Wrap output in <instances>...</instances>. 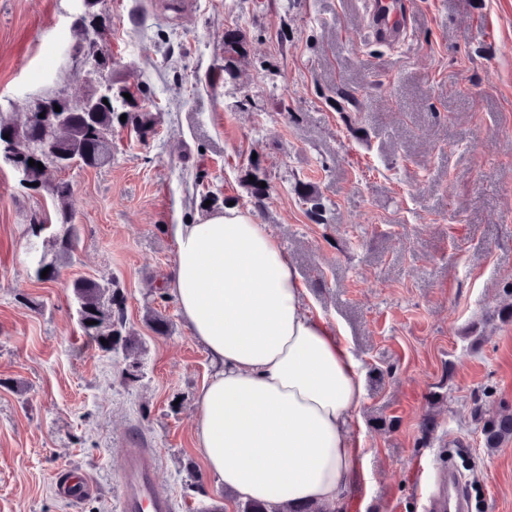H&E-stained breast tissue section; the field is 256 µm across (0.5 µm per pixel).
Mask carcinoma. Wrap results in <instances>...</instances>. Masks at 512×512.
Returning a JSON list of instances; mask_svg holds the SVG:
<instances>
[{
  "label": "carcinoma",
  "mask_w": 512,
  "mask_h": 512,
  "mask_svg": "<svg viewBox=\"0 0 512 512\" xmlns=\"http://www.w3.org/2000/svg\"><path fill=\"white\" fill-rule=\"evenodd\" d=\"M102 20L97 13L89 11L74 22L75 33L79 40L89 41L98 34ZM100 93L89 91L88 97L79 106H71L61 99H51L45 105L63 107L61 112H53L40 121L32 120L29 112L23 113L20 123L0 113V135L16 137L23 145L25 154L18 160L25 165L27 182L43 183L45 171L38 166L29 165V160L45 162L46 155L38 147L49 148V156L70 164L101 168L112 161V133L115 126L122 124L120 114L113 103L99 105ZM50 194L57 205L60 232L42 240L51 258H43L36 272L48 270L46 279L50 280L59 273L61 265L71 256L79 238L78 228L69 221L71 199L70 184L61 179L50 185ZM307 213L318 224L325 221V208L315 195H308ZM73 295L79 309L80 323L86 336L97 346L110 351L117 346L129 351L137 340L125 334L126 320L124 297L112 284L84 279L73 283ZM108 344H102V340ZM472 421L480 431L482 444L492 451L504 443L512 441V404L501 399L498 408L489 411L480 401H475L471 409ZM236 512H332L331 508L319 503L298 505L294 508H278L268 502L245 501L236 504Z\"/></svg>",
  "instance_id": "cac0c4a2"
}]
</instances>
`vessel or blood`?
<instances>
[{
	"label": "vessel or blood",
	"instance_id": "b4317fda",
	"mask_svg": "<svg viewBox=\"0 0 512 512\" xmlns=\"http://www.w3.org/2000/svg\"><path fill=\"white\" fill-rule=\"evenodd\" d=\"M369 28L386 43L402 40L408 29L407 0H365ZM159 466L149 448H130L121 469L120 512H175L173 499L156 488ZM93 490L89 477L74 472L58 476L53 491L60 499L76 503ZM428 512H467V499L452 471L441 474L438 489L431 496Z\"/></svg>",
	"mask_w": 512,
	"mask_h": 512
}]
</instances>
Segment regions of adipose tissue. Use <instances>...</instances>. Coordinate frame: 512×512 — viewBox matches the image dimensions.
<instances>
[{
	"label": "adipose tissue",
	"instance_id": "1",
	"mask_svg": "<svg viewBox=\"0 0 512 512\" xmlns=\"http://www.w3.org/2000/svg\"><path fill=\"white\" fill-rule=\"evenodd\" d=\"M167 231L166 286L213 366L195 429L208 473L241 501L337 506L360 454L356 361L251 213L227 206Z\"/></svg>",
	"mask_w": 512,
	"mask_h": 512
}]
</instances>
